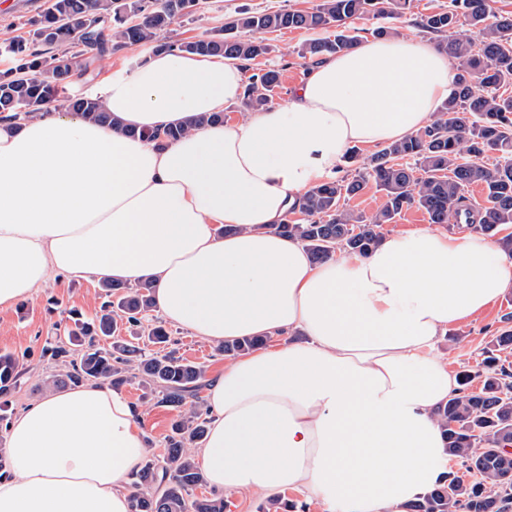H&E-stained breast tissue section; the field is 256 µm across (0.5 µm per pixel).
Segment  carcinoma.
Listing matches in <instances>:
<instances>
[{"label":"carcinoma","instance_id":"1","mask_svg":"<svg viewBox=\"0 0 512 512\" xmlns=\"http://www.w3.org/2000/svg\"><path fill=\"white\" fill-rule=\"evenodd\" d=\"M413 0H320L311 10L280 9L241 12L213 34L195 41L167 40L161 33L176 19L194 11L199 0H46L28 37L0 40V51L14 64L0 72V120L15 123L54 106L106 124L112 114L98 100L64 95L69 79L91 72L92 65L116 45H148L154 52L179 50L250 62L271 51L266 34L283 30L331 32V37L305 42L299 55L312 66L332 52L358 40L348 22L376 20L372 34L396 37L388 21L412 8ZM417 26L457 61V87L433 120L418 134L386 145L363 157L352 149L345 162L353 173L313 187L291 211L301 222L284 219L274 232L300 239L313 260L322 262L336 250L366 254L382 237V228L403 210L416 207L433 224L465 221L474 233L498 237L512 255V12L490 13L488 0H448L419 15ZM476 29L479 38L468 35ZM281 85L272 67L252 74L242 104L247 110L268 106ZM187 128L170 126L131 130L158 145L171 143ZM496 154V162L484 158ZM385 193V203L366 215L348 207L349 200L369 182ZM482 187L485 205L474 208L466 190ZM106 301L87 318L70 312L65 334L45 341L41 357L58 367L64 382L75 387L95 382L119 387L141 379L157 394V403L184 412L171 423L162 459L146 462L135 474L130 512H224V498L198 496L203 476L193 449L202 442L208 414L200 396L205 387L203 366L175 356L170 350L151 355L123 336L118 324L133 335L153 308L148 283L130 286L103 281ZM144 340L168 344L169 331L160 323L148 327ZM265 343L245 338L226 343V356L248 353ZM512 345V328L505 326L489 342L482 370L457 375L458 393L448 399L438 417L446 436L448 457L458 460L473 480L454 471L413 503L410 512H512V367L497 354ZM25 373L12 353L0 354V424L12 414L10 396ZM480 386L473 387L475 378Z\"/></svg>","mask_w":512,"mask_h":512}]
</instances>
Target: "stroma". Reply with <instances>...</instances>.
Segmentation results:
<instances>
[{
  "instance_id": "obj_1",
  "label": "stroma",
  "mask_w": 512,
  "mask_h": 512,
  "mask_svg": "<svg viewBox=\"0 0 512 512\" xmlns=\"http://www.w3.org/2000/svg\"><path fill=\"white\" fill-rule=\"evenodd\" d=\"M45 0H0V32L7 35H24L30 29L29 22L40 13ZM319 0H199L195 12L177 19L172 39L194 41L209 35L213 30L243 11L269 12L279 9L306 10L317 5ZM307 32L288 30L271 34L272 44L277 50L268 56L258 58L249 65L250 72L268 67L282 71L281 87L274 98L275 104H286L293 90L305 73L299 56L302 44L308 40ZM151 53L146 45H124L113 50L93 72L71 79L67 94L73 98L88 97L102 84L105 76L141 64ZM104 299L99 281H66L50 277L38 295L8 310L0 309V353L11 352L24 358L27 371L16 389L12 400L15 411H22L26 405L54 390L59 371L40 359V349L47 337L60 334L66 312L75 308L93 315ZM512 313V289L506 291L487 309L465 325L464 338L455 334L444 336L437 345V351L448 363L450 373L464 369H477L482 352L502 326V319ZM173 337L179 356L195 363L204 364L208 374L223 370L227 359L215 346L205 343L189 331L174 328ZM123 392L140 409L139 425L149 436V457H162L165 437L178 412L169 407L154 404L148 388L139 380L123 385Z\"/></svg>"
}]
</instances>
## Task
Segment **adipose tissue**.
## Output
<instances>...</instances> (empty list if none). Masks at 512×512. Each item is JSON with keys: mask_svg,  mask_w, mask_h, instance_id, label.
<instances>
[{"mask_svg": "<svg viewBox=\"0 0 512 512\" xmlns=\"http://www.w3.org/2000/svg\"><path fill=\"white\" fill-rule=\"evenodd\" d=\"M457 74L433 41L366 37L310 67L287 104L159 148L128 128L223 111L244 88L242 64L174 51L98 88L115 125L55 109L0 123V309L52 274L149 281L155 311L214 346L282 336L208 384L195 459L210 488L409 512L448 470L436 411L458 385L436 345L512 288V255L422 227L317 263L270 227L351 145L421 131ZM138 419L106 385L30 402L8 429L0 512H129L147 455Z\"/></svg>", "mask_w": 512, "mask_h": 512, "instance_id": "1", "label": "adipose tissue"}]
</instances>
